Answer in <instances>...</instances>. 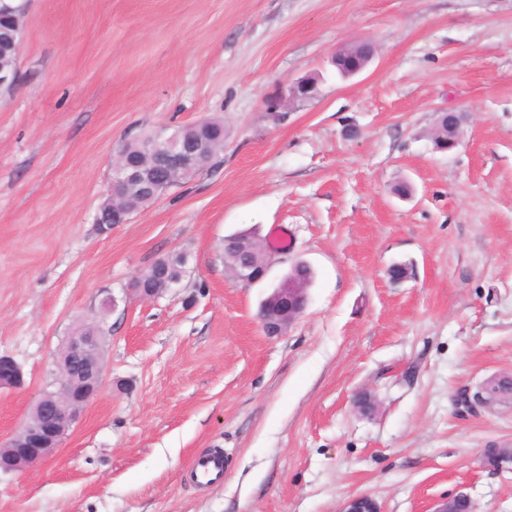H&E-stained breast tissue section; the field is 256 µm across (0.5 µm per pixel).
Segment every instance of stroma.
Here are the masks:
<instances>
[{
  "label": "stroma",
  "mask_w": 512,
  "mask_h": 512,
  "mask_svg": "<svg viewBox=\"0 0 512 512\" xmlns=\"http://www.w3.org/2000/svg\"><path fill=\"white\" fill-rule=\"evenodd\" d=\"M360 41L373 60L338 76ZM310 75L316 97L274 118ZM448 110L461 139L439 152ZM203 119L224 122L219 168L98 223L121 144ZM278 226L266 278L235 280L225 236ZM174 253L181 284L130 298ZM297 261L308 306L266 336L259 305ZM85 322L104 383L54 460L0 473V512H338L360 492L430 512L461 491L512 512V471L481 464L512 447V407L454 402L512 373V0H29L0 100V355L25 380L0 389V445ZM214 451L224 479L199 487ZM365 46H368L370 50L368 52H361V48ZM373 57V46L363 41L335 50L331 60L342 75L353 76L361 73L372 61ZM318 81L317 77L308 76L289 84L285 91H281L280 97L268 101L267 108L273 111L275 118L281 117L282 109L289 104L312 99L316 95ZM438 118L437 129L433 136L434 147L438 151H450L459 144L464 116L460 112H444ZM190 470L200 484L210 485L224 477V457L221 454H210L195 459Z\"/></svg>",
  "instance_id": "1"
}]
</instances>
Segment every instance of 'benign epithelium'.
<instances>
[{
  "label": "benign epithelium",
  "mask_w": 512,
  "mask_h": 512,
  "mask_svg": "<svg viewBox=\"0 0 512 512\" xmlns=\"http://www.w3.org/2000/svg\"><path fill=\"white\" fill-rule=\"evenodd\" d=\"M20 9L16 0H0V22L8 26L10 58L0 60V96L11 92L17 75L23 33L13 26L15 12ZM363 41L341 47L331 60L344 76L361 73L374 57V50L361 48ZM318 78L308 76L287 86L281 96L268 101L267 108L276 118L289 104L306 101L316 95ZM463 115L444 112L439 117L433 136L438 151H450L459 144ZM207 122L183 125L179 128L162 127L154 131L148 152L152 166L116 154L112 164V188L101 212L112 224L127 223L132 211L122 205L120 189L138 187L149 198L157 199L171 188V183L157 177L159 171H182L186 174L200 165L212 161L213 156L194 143L196 129ZM244 258L237 261L232 276L245 284L259 283L267 276L271 254L259 241L243 245ZM132 296L139 301H151L160 295V289L150 287L145 277L134 278ZM307 289L298 282L282 278L260 308V321L265 333L278 336L300 318L307 307ZM103 336L97 331H85L77 326L67 337L58 358L61 393L54 400L42 396L32 407L29 416L17 433L0 448V471L12 472L26 469L53 459L61 448L67 432L80 419L86 406L97 396L105 375L102 356ZM24 385V375L18 364L8 356H0V388H19ZM459 403L473 408H492L503 404L500 395L481 384L471 393L460 396ZM484 465L504 470L512 465L511 448H488L482 455ZM340 512H383L381 504L369 493L350 496Z\"/></svg>",
  "instance_id": "7a95c632"
}]
</instances>
